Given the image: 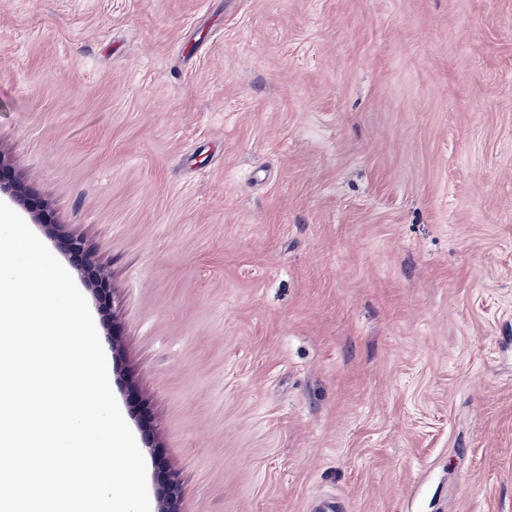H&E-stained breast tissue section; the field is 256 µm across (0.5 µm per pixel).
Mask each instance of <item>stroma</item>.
Returning <instances> with one entry per match:
<instances>
[{
  "label": "stroma",
  "mask_w": 512,
  "mask_h": 512,
  "mask_svg": "<svg viewBox=\"0 0 512 512\" xmlns=\"http://www.w3.org/2000/svg\"><path fill=\"white\" fill-rule=\"evenodd\" d=\"M0 164L182 512H512V0H0ZM61 244L64 251L68 254L71 262L77 269L85 270L86 268L93 266L82 239L71 235H63L61 238Z\"/></svg>",
  "instance_id": "obj_1"
}]
</instances>
